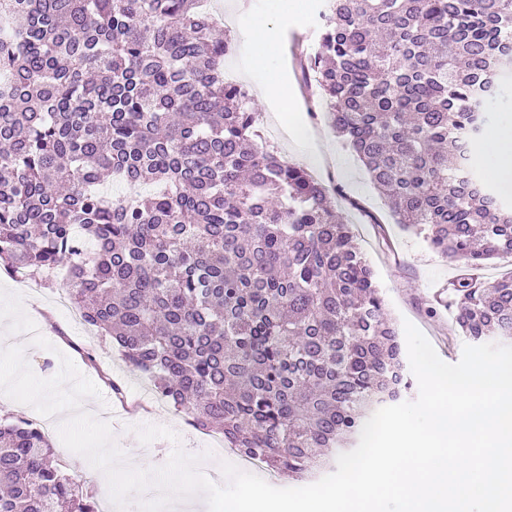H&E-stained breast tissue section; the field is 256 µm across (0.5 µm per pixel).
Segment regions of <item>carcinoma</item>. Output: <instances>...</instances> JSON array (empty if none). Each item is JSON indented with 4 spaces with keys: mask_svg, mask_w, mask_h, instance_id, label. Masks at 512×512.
<instances>
[{
    "mask_svg": "<svg viewBox=\"0 0 512 512\" xmlns=\"http://www.w3.org/2000/svg\"><path fill=\"white\" fill-rule=\"evenodd\" d=\"M200 2L0 14V269L60 278L175 413L302 481L399 397L404 357L328 188L256 142ZM319 19L307 69L395 223L471 267L512 256V205L472 162L512 82V0H325ZM107 173L129 193L100 192ZM440 303L473 342L512 337V276H460ZM51 455L0 417V512H99Z\"/></svg>",
    "mask_w": 512,
    "mask_h": 512,
    "instance_id": "1",
    "label": "carcinoma"
}]
</instances>
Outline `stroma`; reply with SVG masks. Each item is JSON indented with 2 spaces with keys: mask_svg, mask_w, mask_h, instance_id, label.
<instances>
[{
  "mask_svg": "<svg viewBox=\"0 0 512 512\" xmlns=\"http://www.w3.org/2000/svg\"><path fill=\"white\" fill-rule=\"evenodd\" d=\"M320 3L321 0H303L300 9L294 11L290 8L291 0H212L209 11L216 25L233 42L232 51L224 58V69L233 73L257 102L260 108L258 129L263 144L274 148L289 162L305 164L308 172L335 189L336 208L351 224L354 238L370 263L395 320L412 322L443 361L458 362L467 340L460 336L448 309L437 307L436 299L458 275L469 272L478 280L489 282L504 275L507 262L497 258L479 269L466 270L462 262L433 252L423 237L406 233L387 220L378 191L363 165L332 131L315 81L302 72L292 52L297 44L312 52L317 50ZM259 22L268 25L275 46L268 63L262 66L254 62L252 42L253 28ZM276 83L287 85L291 93L288 102L263 97V89ZM296 112L302 117L307 136H323L335 158L334 164L304 163V144L284 131ZM0 284L22 296L26 314L52 344L48 350L31 347L27 357L29 367L38 377L48 379L58 373L61 356L71 358L101 392L100 397L87 399V406L96 416H108L114 441L127 455H138L142 448L135 427L162 425L173 429L179 440L175 443L164 438L155 440V447L162 450L154 461L155 466H163L170 452L178 447L187 454L204 456L203 474L220 472L224 453L209 452L202 433L189 425L184 416L152 409L136 413L126 411V404L140 402L146 378L128 369L116 353L106 348L101 338L86 340L69 315L55 308L54 288L8 275L0 277ZM89 351L97 354L98 367L86 362L84 355ZM107 374L125 384V401L115 399L103 380Z\"/></svg>",
  "mask_w": 512,
  "mask_h": 512,
  "instance_id": "stroma-1",
  "label": "stroma"
}]
</instances>
